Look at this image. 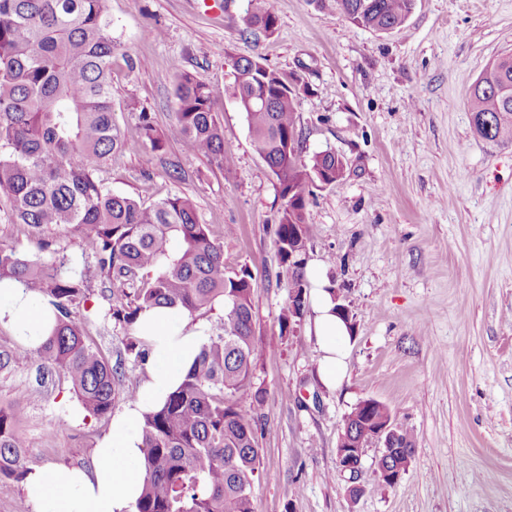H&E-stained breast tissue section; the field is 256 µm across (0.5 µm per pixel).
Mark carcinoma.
<instances>
[{"label":"carcinoma","mask_w":512,"mask_h":512,"mask_svg":"<svg viewBox=\"0 0 512 512\" xmlns=\"http://www.w3.org/2000/svg\"><path fill=\"white\" fill-rule=\"evenodd\" d=\"M337 10L355 26L385 32L402 26L415 0H315ZM242 32H275L273 8L258 6L241 18ZM112 18L106 0H0V196L16 222L38 232L70 226L95 258V273L119 298L107 316L133 327L143 311L168 307L190 316L223 307L219 333L202 344L181 384L160 408L145 414L143 489L137 512H255L253 485L261 452L256 418L237 396L253 389V368L263 347L255 336L250 269L224 264L223 243L198 221L192 202L170 194L145 205L115 194L101 178L112 152L136 151L140 141L122 136L112 101ZM305 90L260 57L234 61L229 94L243 113L259 153L275 175L283 199L276 228L279 255L295 294L281 316L283 331L307 307L304 264L288 267V250L306 243L312 225L305 211L312 188L345 177L333 150L309 157L288 150L297 134L298 98ZM177 121L166 134H154L143 119V136L153 149L166 140L182 141L191 151L227 168L224 137L208 83L175 67ZM468 107L481 138L512 142V54L486 67L469 87ZM0 245V283L17 282L52 308L55 326L35 351L16 347L11 359H34L63 373L82 407L95 418H110L118 401L136 392L126 388L114 367L87 344L75 309L86 299L87 275ZM377 411L357 404L344 423L341 440L362 438ZM16 414L0 411V478L22 481V439ZM413 433L400 431L399 447L375 462L393 470L398 459L413 457Z\"/></svg>","instance_id":"1"}]
</instances>
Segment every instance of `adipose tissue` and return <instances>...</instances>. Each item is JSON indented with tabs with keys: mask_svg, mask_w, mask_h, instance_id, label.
I'll return each instance as SVG.
<instances>
[{
	"mask_svg": "<svg viewBox=\"0 0 512 512\" xmlns=\"http://www.w3.org/2000/svg\"><path fill=\"white\" fill-rule=\"evenodd\" d=\"M307 277L312 284V332L320 352L317 375L324 387L333 389L345 376L351 329L337 310L324 265H309ZM1 323L15 328L21 346L34 349L51 330L54 315L48 303L32 298L12 282L0 285ZM207 330L206 323H190L166 307L139 315L135 334L149 350L147 378L135 398L113 419L110 433L94 451L92 467L62 473L40 468L28 472L25 491L32 512H136L143 479V417L159 408L181 383Z\"/></svg>",
	"mask_w": 512,
	"mask_h": 512,
	"instance_id": "ef3b65f1",
	"label": "adipose tissue"
}]
</instances>
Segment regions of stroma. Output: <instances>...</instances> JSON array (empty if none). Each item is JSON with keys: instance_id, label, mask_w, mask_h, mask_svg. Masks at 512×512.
Here are the masks:
<instances>
[{"instance_id": "1", "label": "stroma", "mask_w": 512, "mask_h": 512, "mask_svg": "<svg viewBox=\"0 0 512 512\" xmlns=\"http://www.w3.org/2000/svg\"><path fill=\"white\" fill-rule=\"evenodd\" d=\"M273 35H245L249 0H107L112 18V100L126 138L143 118L167 131L176 118V69L202 77L233 158L219 169L178 140L113 152L102 176L113 193L150 204L187 196L199 223L222 240L226 266H248L255 334L265 345L255 382L261 465L255 512H512V142L473 132L470 84L512 52V0H415L399 28L375 32L314 0H270ZM259 56L307 87L298 102L304 155L330 149L345 177L314 188L307 262L324 263L350 310L347 377L317 378L310 317L280 330L288 277L278 255L279 186L227 88L232 60ZM233 226L234 235L224 233ZM88 270L76 313L88 343L135 390L148 365L125 349L130 327L103 320L110 290L77 231L37 234L0 203V244L32 255L39 239ZM387 405L414 432L402 479L373 474L350 498L336 466L345 416L360 401ZM62 374L34 362L0 367V410L17 413L26 468L88 467L107 420L81 413Z\"/></svg>"}]
</instances>
